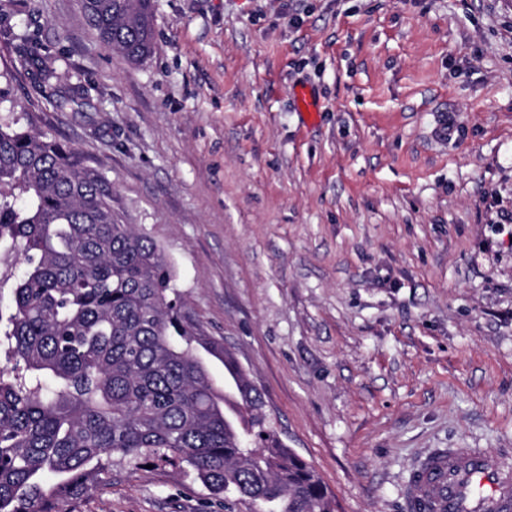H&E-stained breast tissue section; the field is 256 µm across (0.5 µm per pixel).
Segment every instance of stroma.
Returning <instances> with one entry per match:
<instances>
[{
	"instance_id": "1",
	"label": "stroma",
	"mask_w": 512,
	"mask_h": 512,
	"mask_svg": "<svg viewBox=\"0 0 512 512\" xmlns=\"http://www.w3.org/2000/svg\"><path fill=\"white\" fill-rule=\"evenodd\" d=\"M17 17L84 94L53 111L0 38L23 125L112 179L336 512H407L437 448L512 466V0H155L138 64L79 0ZM60 508L250 512L182 463L117 456Z\"/></svg>"
}]
</instances>
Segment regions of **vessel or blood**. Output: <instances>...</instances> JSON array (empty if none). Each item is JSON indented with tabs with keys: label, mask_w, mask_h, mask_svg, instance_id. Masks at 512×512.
I'll list each match as a JSON object with an SVG mask.
<instances>
[{
	"label": "vessel or blood",
	"mask_w": 512,
	"mask_h": 512,
	"mask_svg": "<svg viewBox=\"0 0 512 512\" xmlns=\"http://www.w3.org/2000/svg\"><path fill=\"white\" fill-rule=\"evenodd\" d=\"M410 512H512V471L478 448H442L416 466L406 489Z\"/></svg>",
	"instance_id": "b4317fda"
}]
</instances>
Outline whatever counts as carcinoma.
<instances>
[{"label":"carcinoma","instance_id":"1","mask_svg":"<svg viewBox=\"0 0 512 512\" xmlns=\"http://www.w3.org/2000/svg\"><path fill=\"white\" fill-rule=\"evenodd\" d=\"M99 42L137 64L154 51L155 0H81ZM21 68L58 79L35 31ZM22 259L0 368V512H54L104 457L159 455L254 512H335L316 470L264 423L235 357L181 312L163 248L114 206L79 153L0 114V243ZM205 351L238 383L217 384Z\"/></svg>","mask_w":512,"mask_h":512}]
</instances>
